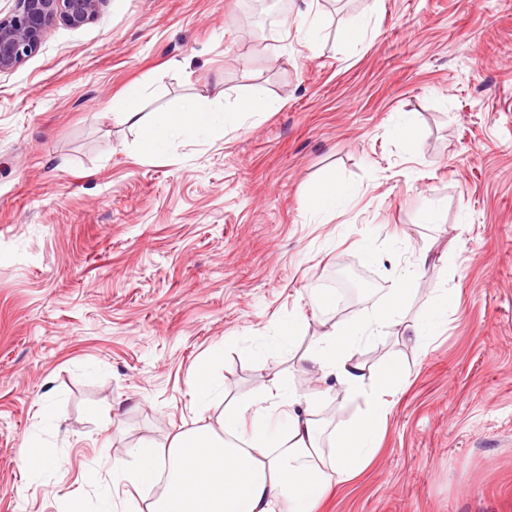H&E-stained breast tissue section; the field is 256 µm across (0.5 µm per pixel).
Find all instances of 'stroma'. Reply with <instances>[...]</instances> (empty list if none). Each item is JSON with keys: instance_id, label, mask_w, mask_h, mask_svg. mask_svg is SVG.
<instances>
[{"instance_id": "1", "label": "stroma", "mask_w": 512, "mask_h": 512, "mask_svg": "<svg viewBox=\"0 0 512 512\" xmlns=\"http://www.w3.org/2000/svg\"><path fill=\"white\" fill-rule=\"evenodd\" d=\"M265 2L276 33L256 48L243 0H105L0 73V512H97L113 457L194 427L210 358L228 408L274 378L325 390L330 434L361 404L300 356L426 246L402 314L445 288L448 322L420 347L392 324L356 344L366 388L388 358L405 375L375 457L316 512H512V0H318L311 37L302 0ZM135 83L147 116L281 107L159 157L112 115ZM330 178L354 196L322 220L306 196ZM359 270L368 289L318 305ZM34 438L56 459L38 476ZM21 461L30 473L41 474L51 464V457L47 448L32 440L22 449Z\"/></svg>"}]
</instances>
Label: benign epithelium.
I'll use <instances>...</instances> for the list:
<instances>
[{
  "label": "benign epithelium",
  "mask_w": 512,
  "mask_h": 512,
  "mask_svg": "<svg viewBox=\"0 0 512 512\" xmlns=\"http://www.w3.org/2000/svg\"><path fill=\"white\" fill-rule=\"evenodd\" d=\"M104 0H15L10 15L0 18V73L19 66L40 47L58 19L73 28L93 20Z\"/></svg>",
  "instance_id": "1"
}]
</instances>
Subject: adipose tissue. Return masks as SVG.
Listing matches in <instances>:
<instances>
[{
  "label": "adipose tissue",
  "mask_w": 512,
  "mask_h": 512,
  "mask_svg": "<svg viewBox=\"0 0 512 512\" xmlns=\"http://www.w3.org/2000/svg\"><path fill=\"white\" fill-rule=\"evenodd\" d=\"M277 102L257 96L227 111L211 103L190 102L175 112L154 113L146 145L165 153L178 140H189L216 128H238L247 117L273 111ZM403 290L394 286L389 304L365 328L333 324L303 357L306 373L334 376L347 397L362 400L361 416L336 429L328 446L320 444V430L309 409L317 392L301 394L274 380L254 398L176 435L168 446L148 442L128 449L126 458L112 463L113 486L152 491L149 512H314L332 481L345 482L365 469L378 449V433L386 420L387 397L401 376L397 360H388L377 387L364 385L355 344L373 341L387 321L397 320ZM453 297L436 294L418 323L407 324L409 340L421 345L448 319ZM288 421L287 438L273 437L268 420L273 413Z\"/></svg>",
  "instance_id": "1"
}]
</instances>
